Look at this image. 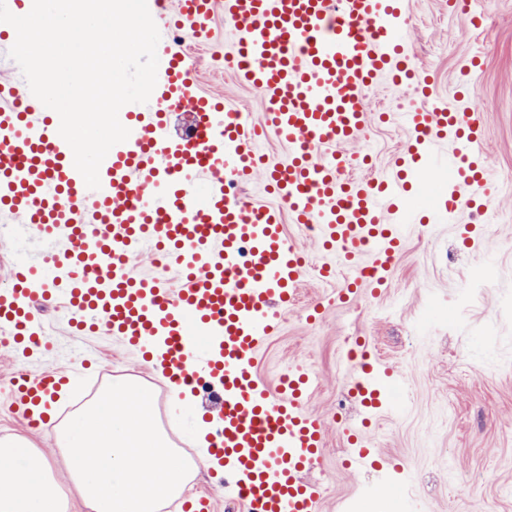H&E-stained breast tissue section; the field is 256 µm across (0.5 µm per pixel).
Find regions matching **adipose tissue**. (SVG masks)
I'll return each mask as SVG.
<instances>
[{
  "instance_id": "ef3b65f1",
  "label": "adipose tissue",
  "mask_w": 512,
  "mask_h": 512,
  "mask_svg": "<svg viewBox=\"0 0 512 512\" xmlns=\"http://www.w3.org/2000/svg\"><path fill=\"white\" fill-rule=\"evenodd\" d=\"M52 472L47 458L27 440L0 439V512H63L48 487Z\"/></svg>"
}]
</instances>
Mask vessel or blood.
Returning <instances> with one entry per match:
<instances>
[{
	"label": "vessel or blood",
	"instance_id": "vessel-or-blood-1",
	"mask_svg": "<svg viewBox=\"0 0 512 512\" xmlns=\"http://www.w3.org/2000/svg\"><path fill=\"white\" fill-rule=\"evenodd\" d=\"M155 21H170L208 43L223 14L233 38L224 60L264 102L260 116L220 110L201 94L182 46L157 48L150 112L120 109L129 129L89 189L60 136V117L27 82L0 79V244L27 234L54 245L60 264L17 257L0 285V344L25 353L46 345L33 301L62 300L77 332L118 338L162 369L180 391L206 394L215 459L224 488L244 512H317L320 483L306 474L320 461L326 424L307 409L313 380L289 372L277 390L257 374L259 351L277 326V311L295 305L309 270L289 243L283 219L312 230L336 267L385 274L403 246L394 222L409 172L427 169L433 212L455 217L485 194L481 126L470 108L440 106L411 114L409 140L387 176L355 172L373 120L369 88L420 78L406 40L401 0H153ZM287 149L271 162L257 150L266 132ZM262 173L275 204L233 195ZM163 251L176 267L150 275L132 260ZM67 382L45 370L13 381L12 397L29 422ZM366 412L408 400L404 382L380 388L373 363L359 371ZM348 466L374 467L369 436L352 430Z\"/></svg>",
	"mask_w": 512,
	"mask_h": 512
}]
</instances>
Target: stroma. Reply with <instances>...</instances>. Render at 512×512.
<instances>
[{"label": "stroma", "mask_w": 512, "mask_h": 512, "mask_svg": "<svg viewBox=\"0 0 512 512\" xmlns=\"http://www.w3.org/2000/svg\"><path fill=\"white\" fill-rule=\"evenodd\" d=\"M412 61L431 77V95L412 88L371 87V110L422 112L448 101L451 89L475 87L481 98L482 151L490 172L489 211L482 220L483 246L472 247L463 211L457 223L416 224L396 259L386 288L339 302L337 290L348 277L311 275L298 302L281 311L279 327L259 353V375L279 386L289 368L301 365L317 384L308 409L322 417L328 432L322 463L313 473L324 488L320 512H376L373 490L390 483L397 512H512V0H473L468 16L454 14L448 0H405ZM479 17L472 26L469 16ZM485 65L467 72L474 55ZM197 84L231 108L259 113V95L225 71L223 60L197 72ZM375 168L386 173L404 151L407 130L398 121L373 124L365 133ZM491 267L487 288L456 306L460 287L477 271ZM320 303L312 315L311 303ZM61 304L41 302L37 314L48 346L32 358L0 352V437H22L42 451L54 471V491L66 512H84L56 446L54 422L32 428L9 409L6 396L18 372L47 368L68 372L70 393L57 410L70 405L78 389L95 393L118 379L152 384L156 411L165 416L168 388L141 357L116 338L70 333ZM365 338L377 362L404 378L411 401L405 411L378 417L370 434L379 468L352 473L343 459L347 429L362 417L352 391L355 376L346 354L355 338ZM217 472L201 463L183 494L211 491L214 512H243L242 503L217 487Z\"/></svg>", "instance_id": "1"}]
</instances>
